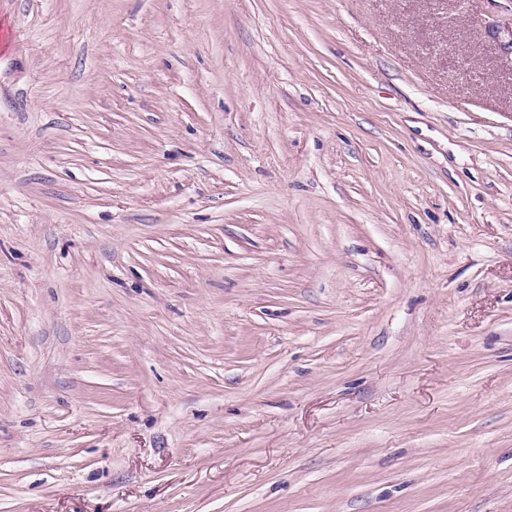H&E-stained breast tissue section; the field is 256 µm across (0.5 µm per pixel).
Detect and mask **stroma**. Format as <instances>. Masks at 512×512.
<instances>
[{"label":"stroma","mask_w":512,"mask_h":512,"mask_svg":"<svg viewBox=\"0 0 512 512\" xmlns=\"http://www.w3.org/2000/svg\"><path fill=\"white\" fill-rule=\"evenodd\" d=\"M512 0H0V512H512Z\"/></svg>","instance_id":"obj_1"}]
</instances>
